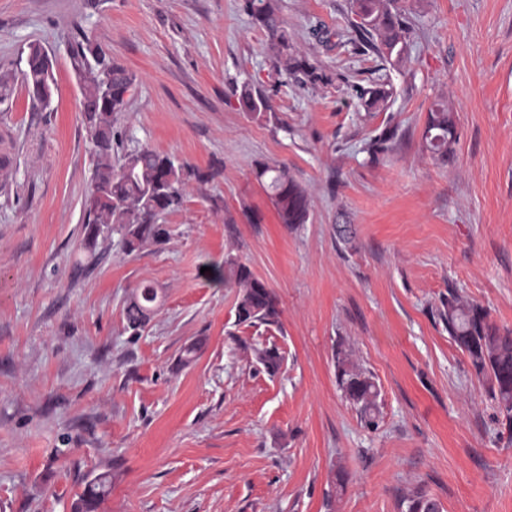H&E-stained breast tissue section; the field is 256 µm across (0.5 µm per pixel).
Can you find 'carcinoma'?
Returning <instances> with one entry per match:
<instances>
[{"label":"carcinoma","instance_id":"carcinoma-1","mask_svg":"<svg viewBox=\"0 0 512 512\" xmlns=\"http://www.w3.org/2000/svg\"><path fill=\"white\" fill-rule=\"evenodd\" d=\"M401 0H352L355 20L350 28L357 39L348 40L354 49L364 46L378 54L401 57L410 32ZM244 10L253 24L267 33V51L277 70L294 76L311 86L331 82L322 67L296 50L288 37L272 0H244ZM90 48L81 43L71 49L73 66L78 74L81 91L92 109L83 114L84 124L94 147L95 163L92 190L84 203L87 241H96L101 229L123 233L126 250L134 251L144 242H162L167 231L158 220L179 210L184 203L187 183L204 181L207 175L179 162L175 157L149 148L124 154L123 163H112L114 151L113 117L125 110L127 94L133 85V75L122 65L101 53L95 66L87 63ZM42 47L27 46L26 66L21 82L31 99L51 93L53 74L42 61ZM359 98L369 108L386 102L390 91L379 85L364 89L356 87ZM240 104L247 112L270 109L269 95L245 85L240 91ZM394 131L386 130L367 142L363 148L373 162L388 151ZM455 142L453 113L437 104L428 112L424 132V148L433 156L447 159ZM256 180L267 190L280 223L293 229L307 223L309 201L306 189L284 166L261 163L255 170ZM217 277L240 289L235 309L236 324L267 327L279 324V301L276 294L239 260L228 257L224 269H214ZM158 299L157 289L146 284L137 289L125 308L127 328L136 330L144 311L153 308ZM438 317L448 329L454 343L468 354L477 375L486 379L499 414L512 428V334H501L488 321L487 312L477 304L461 302L452 290L442 300ZM255 357L264 371L276 375L283 356L275 347L255 350ZM336 378L344 396L357 406L361 426L369 431L378 428L379 410L376 404L377 384L373 376L356 367L349 354L338 349L335 353ZM112 489V474L98 473L84 483L77 494L74 512H98ZM407 512H440L435 499L418 492L408 500Z\"/></svg>","mask_w":512,"mask_h":512}]
</instances>
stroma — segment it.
<instances>
[{"label": "stroma", "instance_id": "stroma-1", "mask_svg": "<svg viewBox=\"0 0 512 512\" xmlns=\"http://www.w3.org/2000/svg\"><path fill=\"white\" fill-rule=\"evenodd\" d=\"M243 4L0 0V74L36 42L55 80L51 108L19 83L0 103V512H72L104 471L99 512H405L418 491L441 512H512V431L437 316L453 290L512 332V0H405L398 59L339 42L351 0H277L333 78L317 87L282 79ZM84 38L134 76L113 162L150 148L208 176L132 253L116 232L86 240ZM246 84L270 111L242 110ZM357 84L393 95L370 109ZM436 103L455 115L446 161L422 147ZM260 163L307 189V223L280 224ZM229 255L275 292L279 326L236 324L238 291L212 274ZM144 283L159 298L135 333ZM272 346L273 376L254 356ZM339 348L378 385L377 431L337 385ZM158 299L157 289L146 284L137 289L125 308V318L129 330H137L144 316V311L152 309ZM112 489V474L108 471L86 479L84 487L77 493L74 512H97Z\"/></svg>", "mask_w": 512, "mask_h": 512}]
</instances>
